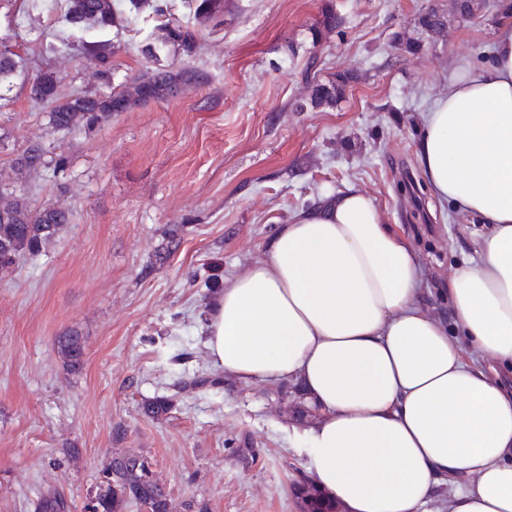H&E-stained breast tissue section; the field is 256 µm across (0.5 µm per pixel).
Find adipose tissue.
Segmentation results:
<instances>
[{
    "label": "adipose tissue",
    "instance_id": "obj_1",
    "mask_svg": "<svg viewBox=\"0 0 512 512\" xmlns=\"http://www.w3.org/2000/svg\"><path fill=\"white\" fill-rule=\"evenodd\" d=\"M418 159L432 193L485 226L473 264L420 288L414 247L349 190L282 225L225 281L207 317L211 364L241 382L297 383L318 415L313 482L343 512H512V7L492 61L457 67Z\"/></svg>",
    "mask_w": 512,
    "mask_h": 512
}]
</instances>
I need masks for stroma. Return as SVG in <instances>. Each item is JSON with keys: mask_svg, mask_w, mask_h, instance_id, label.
<instances>
[{"mask_svg": "<svg viewBox=\"0 0 512 512\" xmlns=\"http://www.w3.org/2000/svg\"><path fill=\"white\" fill-rule=\"evenodd\" d=\"M478 2L464 19L454 0H228L222 26L200 27L196 55L150 58L163 20L193 22L190 0L85 32L64 21V0H0V47L16 55L0 100V187L70 216L40 253L0 270V512H35L48 494L83 512L117 453L149 460L171 512H298L310 422L293 417L296 388L212 367L208 304L278 225L355 189L409 239L427 302L447 313L439 290L473 257L479 224L423 187L417 148L449 68L490 62L498 0ZM431 6L447 19L435 34L418 24ZM328 11L344 23L313 44ZM86 40L111 43L109 78L84 58ZM156 69L205 80L77 130L52 129L29 93L44 71L66 99ZM343 70L355 74L344 96L311 106ZM300 99L307 111H293ZM33 146L42 167L16 178ZM71 330L85 340L76 373L57 348ZM161 396L169 413L146 415Z\"/></svg>", "mask_w": 512, "mask_h": 512, "instance_id": "35a3bbf8", "label": "stroma"}]
</instances>
